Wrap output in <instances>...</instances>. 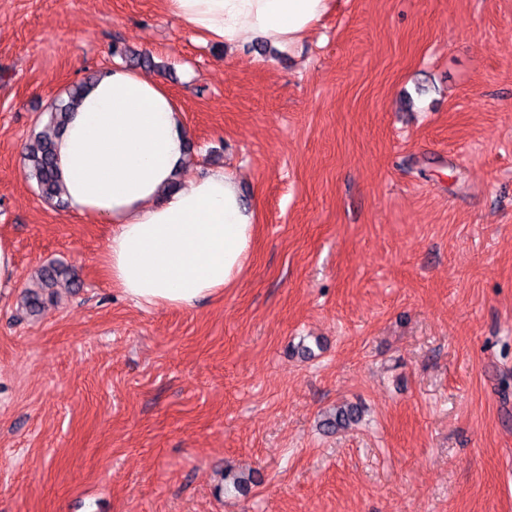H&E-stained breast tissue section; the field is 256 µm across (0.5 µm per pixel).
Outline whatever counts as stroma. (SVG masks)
I'll list each match as a JSON object with an SVG mask.
<instances>
[{
    "mask_svg": "<svg viewBox=\"0 0 512 512\" xmlns=\"http://www.w3.org/2000/svg\"><path fill=\"white\" fill-rule=\"evenodd\" d=\"M116 46L154 58L185 176L228 168L256 208L190 309L127 300L109 225L23 173ZM0 238V512H512V0H331L265 52L162 0H0ZM52 262L78 286L28 315ZM344 402L361 421L320 429ZM15 281V262L13 249L7 240L0 238V286L9 285Z\"/></svg>",
    "mask_w": 512,
    "mask_h": 512,
    "instance_id": "1",
    "label": "stroma"
}]
</instances>
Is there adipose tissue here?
Here are the masks:
<instances>
[{
  "label": "adipose tissue",
  "instance_id": "ef3b65f1",
  "mask_svg": "<svg viewBox=\"0 0 512 512\" xmlns=\"http://www.w3.org/2000/svg\"><path fill=\"white\" fill-rule=\"evenodd\" d=\"M330 0H164L202 41L284 48L304 38ZM189 132L173 97L150 77L115 69L88 86L55 139L73 213L108 224L104 267L126 298L187 309L244 270L255 211L234 173L214 169L171 185L187 166Z\"/></svg>",
  "mask_w": 512,
  "mask_h": 512
}]
</instances>
